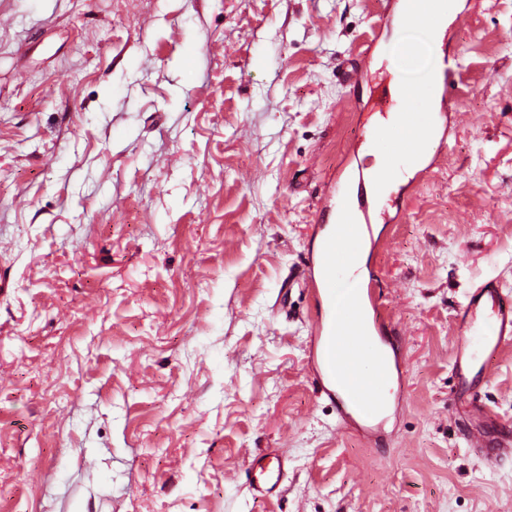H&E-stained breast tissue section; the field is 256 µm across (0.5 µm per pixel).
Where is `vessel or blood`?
Returning a JSON list of instances; mask_svg holds the SVG:
<instances>
[{"label":"vessel or blood","instance_id":"b4317fda","mask_svg":"<svg viewBox=\"0 0 512 512\" xmlns=\"http://www.w3.org/2000/svg\"><path fill=\"white\" fill-rule=\"evenodd\" d=\"M334 202H325L320 222L314 228L317 239L312 265L305 281L321 307L315 324L314 355L322 389L329 394L343 393L339 417L352 423L365 434L372 435L383 424L382 391L362 386L357 376L372 369L380 378H388L391 370L375 331L383 330L386 316L375 282L359 283L345 303L336 301V280L349 271V257L362 238L361 231L346 236L330 232ZM462 324L480 342L479 351L461 347L453 368L461 390H468L476 374L503 346L512 343V296L504 294L497 280L482 283L470 294L463 308ZM493 419L479 412L477 423L468 434L469 447L489 452V430ZM285 460L274 455L255 461L251 485L255 493L269 492L283 480Z\"/></svg>","mask_w":512,"mask_h":512}]
</instances>
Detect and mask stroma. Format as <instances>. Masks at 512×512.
<instances>
[{"label":"stroma","instance_id":"1","mask_svg":"<svg viewBox=\"0 0 512 512\" xmlns=\"http://www.w3.org/2000/svg\"><path fill=\"white\" fill-rule=\"evenodd\" d=\"M437 156L373 197L403 393L343 425L301 272L331 189L404 141L388 0H0V512H512V344L458 396V316L512 293V0H459ZM360 67L350 86L345 71ZM278 454L273 495L251 460ZM477 421V424L471 428L468 434V446L489 454L491 450L495 449L490 448L488 435L493 419L487 412L478 410Z\"/></svg>","mask_w":512,"mask_h":512}]
</instances>
